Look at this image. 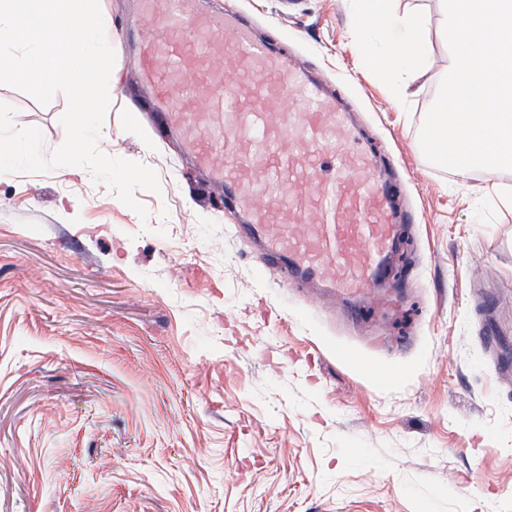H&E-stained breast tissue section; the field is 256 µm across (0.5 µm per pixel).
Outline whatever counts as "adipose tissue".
Segmentation results:
<instances>
[{
  "instance_id": "adipose-tissue-1",
  "label": "adipose tissue",
  "mask_w": 512,
  "mask_h": 512,
  "mask_svg": "<svg viewBox=\"0 0 512 512\" xmlns=\"http://www.w3.org/2000/svg\"><path fill=\"white\" fill-rule=\"evenodd\" d=\"M353 23L363 34L368 58L386 77L416 78L429 68L423 40L425 14H398L396 0H354Z\"/></svg>"
}]
</instances>
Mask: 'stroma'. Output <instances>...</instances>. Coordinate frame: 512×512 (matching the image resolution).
Here are the masks:
<instances>
[{
	"label": "stroma",
	"mask_w": 512,
	"mask_h": 512,
	"mask_svg": "<svg viewBox=\"0 0 512 512\" xmlns=\"http://www.w3.org/2000/svg\"><path fill=\"white\" fill-rule=\"evenodd\" d=\"M334 88L403 214L375 288L283 277L204 196L179 134L133 122L136 0H100L116 60L98 149L156 171L140 218L88 170L0 174V512H512V170L431 164L419 134L452 59L397 96L352 0H199ZM15 128L64 142L0 85ZM354 349L360 363L343 355Z\"/></svg>",
	"instance_id": "obj_1"
}]
</instances>
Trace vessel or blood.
I'll list each match as a JSON object with an SVG mask.
<instances>
[{"label": "vessel or blood", "mask_w": 512, "mask_h": 512, "mask_svg": "<svg viewBox=\"0 0 512 512\" xmlns=\"http://www.w3.org/2000/svg\"><path fill=\"white\" fill-rule=\"evenodd\" d=\"M140 2L152 35L138 64L157 120L183 132L208 186L245 213L236 233L263 241L288 275L353 292L371 287L394 213L335 99L232 17L193 0ZM284 97L294 106L277 111Z\"/></svg>", "instance_id": "obj_1"}]
</instances>
